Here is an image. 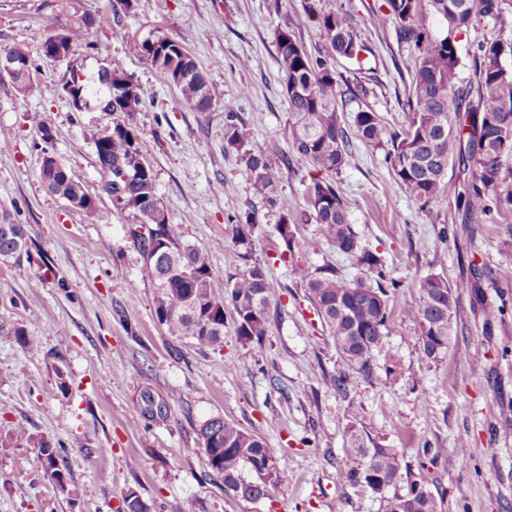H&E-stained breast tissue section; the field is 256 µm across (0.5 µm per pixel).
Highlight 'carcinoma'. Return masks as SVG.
<instances>
[{"instance_id":"carcinoma-1","label":"carcinoma","mask_w":512,"mask_h":512,"mask_svg":"<svg viewBox=\"0 0 512 512\" xmlns=\"http://www.w3.org/2000/svg\"><path fill=\"white\" fill-rule=\"evenodd\" d=\"M384 19L395 23L399 38L419 49L405 106L411 112L408 128L401 134L387 135L379 115L371 110L354 114L350 127H343L338 105L345 97L356 96L355 89L341 79L336 69L324 60L312 58L293 32L276 33V51L285 81L290 120L289 144L292 151L312 166L329 175L348 163L351 142L368 146H387L386 161L396 183L416 200L428 205L444 201L445 177L450 156L475 168L473 179L459 194V204L468 212L487 210L489 192L496 187L502 157L512 153V71L501 64V57L512 47L495 39L478 46L479 71L476 85L458 86L459 60L456 37L485 18L500 15L499 0H386ZM315 14L321 38L330 52L349 60L361 61L368 47L352 24L350 13L336 6V0H318L310 7ZM439 19L445 35L433 39L429 16ZM93 20L63 30L72 46L86 41ZM133 54L145 57L172 82L184 103L198 112L212 108L213 98L206 78L194 56L182 44L167 37L129 41ZM65 86L78 103V95L100 96L76 81L77 70L67 68ZM98 83L112 84V96L103 100L104 111L113 114L112 126L104 129L94 144L100 168L122 163L131 177L112 184V193L122 195L121 212L133 215L140 224H150L148 234L135 229L143 253L142 273L153 290L155 317L166 314L168 333L200 348L217 350L224 346V307H229L239 339L260 349L268 327V311L279 299L280 285L265 267L255 264L242 274L223 280L212 267L205 247L180 242L156 192V176L140 148L137 112L143 102V90L124 69L112 64V75L98 71ZM225 147L241 153L247 176L263 202L279 212L276 230L286 251H304L307 244L295 240L290 225L301 220L294 203L278 194L276 180L290 167L288 154L275 147L248 140L238 123L236 103H224ZM62 162L41 170L46 189L66 197H88L82 183L66 176ZM310 211L307 218L328 229L336 250L353 258L361 270L374 276L375 284L338 274L330 265L304 271L307 298L318 317L333 336L336 348L346 363L359 372H372L374 352L382 348L390 316L388 280L383 260L362 247L348 221L344 203L330 180H316L306 188ZM255 221L252 213L233 228L235 242L249 244ZM26 236L24 225L15 224L12 232L0 231V263L24 271V257L18 251L19 238ZM156 238L167 239L170 253L151 251ZM474 284L460 282L450 286L438 275L430 274L418 283V297L408 314L418 326L422 356L430 359L448 350L454 325L459 291ZM14 436L35 441L45 469L55 488L72 496L74 491L57 461L62 448L44 438L34 439L19 426ZM199 436L211 470L221 478L224 493L257 502L268 495L269 487L280 481L275 450L263 439L221 416L203 422ZM347 452L356 466L345 472V481L370 490L380 498L381 512H438V503L425 484L408 483L400 492L402 480L398 452L378 443L367 445L362 435L352 430L347 437Z\"/></svg>"}]
</instances>
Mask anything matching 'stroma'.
<instances>
[{"mask_svg":"<svg viewBox=\"0 0 512 512\" xmlns=\"http://www.w3.org/2000/svg\"><path fill=\"white\" fill-rule=\"evenodd\" d=\"M312 0H0V51L24 50L38 70L30 89L0 95V222L25 225L24 272L0 264V512H123L136 491L153 512H380L369 490L344 482L353 461L344 451L349 428L397 449L403 474L423 481L440 512H512V154L502 159L489 209L469 214L458 195L471 169L450 158L447 202L423 205L394 181L384 149L354 142L333 180L363 247L399 280L392 289L384 347L371 375L351 369L315 314L303 287L304 268L331 265L358 276L354 260L337 252L324 225H294L307 251L281 260L277 211L264 205L240 155L224 147V102L238 99L250 141L288 148V101L280 84L275 33L289 28L308 53L329 58L357 95L339 106L342 124L355 112H377L389 131L409 124L405 105L415 45L381 21L385 0H340L351 11L370 53L364 64L328 57ZM499 19L457 38L462 83L475 79L477 47L512 44V0H499ZM95 21L74 60L85 74L120 64L142 86L137 114L140 146L156 175L157 196L182 242L207 247L222 277L254 264L281 285L270 307L264 351L241 341L233 326L224 348L201 349L170 336L153 313L143 257L130 235L133 219L102 192L94 146L112 115L76 111L63 89V64L42 51L45 34L77 18ZM165 35L196 57L213 106L185 104L167 78L128 41ZM52 140H44L43 128ZM54 153L95 199L88 222L49 193L41 179L44 152ZM319 172L299 155L279 175L280 195L306 210L305 188ZM251 211L250 245L235 243L237 216ZM475 287L458 296L447 351L426 359L407 307L427 275ZM497 317L486 321V309ZM38 339L28 351L21 336ZM397 379H386L387 366ZM346 380L345 392L329 383ZM68 389H61L60 380ZM158 407L145 412L144 395ZM222 416L275 448L283 480L257 502L238 501L199 452L198 430ZM63 447L59 465L75 492L59 493L38 448L13 439L16 426ZM469 438L478 452L460 457Z\"/></svg>","mask_w":512,"mask_h":512,"instance_id":"35a3bbf8","label":"stroma"}]
</instances>
